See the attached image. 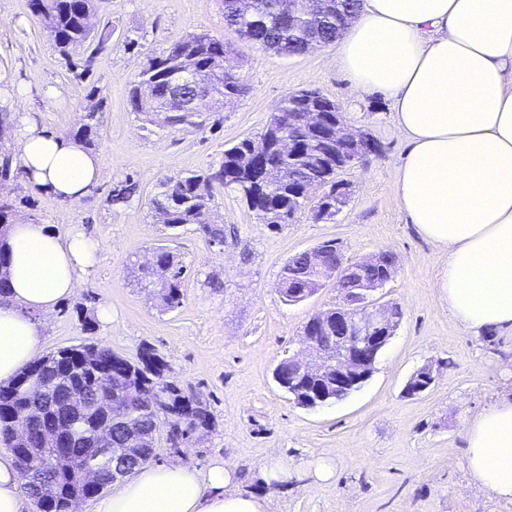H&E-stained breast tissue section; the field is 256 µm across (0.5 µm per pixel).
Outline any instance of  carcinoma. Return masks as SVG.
Listing matches in <instances>:
<instances>
[{
  "label": "carcinoma",
  "instance_id": "obj_1",
  "mask_svg": "<svg viewBox=\"0 0 512 512\" xmlns=\"http://www.w3.org/2000/svg\"><path fill=\"white\" fill-rule=\"evenodd\" d=\"M32 8L39 14L55 44L64 55L84 54L81 75L90 73L95 56L104 48L110 34L103 31L94 35L88 25L90 15L98 12L102 0H31ZM361 8V0H328L316 14L300 13L293 19L284 16L281 0H236L233 10L224 13V24L247 41L271 49L281 55H301L313 45H326L336 41L345 30L348 21L355 19ZM228 53L226 44L207 33L190 32L173 43L159 55L148 58L144 69L138 73L130 90L129 105L134 112L147 116V121L160 127H174L189 122L188 115L175 111L174 104L166 95V77L176 69H191L208 86L212 107L224 106V100L240 95L242 82L237 70L224 63ZM295 93L286 94L275 108V115L266 126L261 138L275 131H283L298 139L290 153L274 152L265 157L266 185L264 197H256L250 185L228 177V171L241 168L250 162L249 154L257 141L245 138L224 150L218 166L203 173H193L161 183L162 191L152 200L154 210L163 212L164 223L185 225L197 223L198 211L210 208V185L219 181L237 190L249 208L268 226L278 229L291 223L296 215L305 211L321 218L318 205H309L300 198L307 181H319L327 187L336 186V168L340 161L336 155L324 149L323 140L331 131L319 136H309L288 127L279 115L295 111ZM98 120L96 113L82 116L72 138L90 149L96 145ZM18 214L16 200L0 198V224L15 223ZM344 256L334 251L326 253L324 266H309L299 254L289 258L282 271L281 294L286 302L296 301V294L304 288L319 289L325 280L324 269L332 268ZM395 269L392 253L384 252L379 264L372 266L367 278L376 279L390 275ZM182 269L175 265L170 252H158L154 267L143 271V278L154 284L162 282V299L165 305L179 304ZM52 369L41 373V387L34 392L23 389L18 381L0 385V443L9 448L19 469L22 488L37 508L47 512H70L71 501L81 493L94 497L100 490H91L80 483L84 450L95 438L102 421L99 413L73 416L65 411L68 392L77 387L85 391L88 405L97 408L105 399L121 402L126 413L111 418L107 429L111 437V450L101 452L97 466L102 482H112V468L118 465L115 448H135L130 441L133 431L148 437L146 452L156 453L155 439L159 424L168 426L169 437H182L186 432L209 426L210 414L198 400L180 394L174 386L160 380V366L146 360L135 365L115 354L111 349L94 342L59 348ZM104 371L112 378V389L101 390L95 383V373ZM31 408L38 415L30 422L28 442L15 441L13 419ZM57 430L71 437L69 456L55 465L33 469L39 459L42 434ZM50 484L54 494L45 500L39 494L40 487Z\"/></svg>",
  "mask_w": 512,
  "mask_h": 512
}]
</instances>
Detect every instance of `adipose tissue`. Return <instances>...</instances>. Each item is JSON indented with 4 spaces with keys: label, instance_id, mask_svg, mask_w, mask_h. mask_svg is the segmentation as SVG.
I'll use <instances>...</instances> for the list:
<instances>
[{
    "label": "adipose tissue",
    "instance_id": "1",
    "mask_svg": "<svg viewBox=\"0 0 512 512\" xmlns=\"http://www.w3.org/2000/svg\"><path fill=\"white\" fill-rule=\"evenodd\" d=\"M330 60L352 94H377L409 149L394 191L408 223L441 252L438 286L472 335L512 331V0H364ZM25 179L60 200L85 197L99 159L72 138L14 132ZM10 285L0 298V384L39 351L43 323L94 266L97 242L20 220L0 240ZM466 462L477 486L512 503V392L471 417ZM233 469L144 465L98 512H266Z\"/></svg>",
    "mask_w": 512,
    "mask_h": 512
}]
</instances>
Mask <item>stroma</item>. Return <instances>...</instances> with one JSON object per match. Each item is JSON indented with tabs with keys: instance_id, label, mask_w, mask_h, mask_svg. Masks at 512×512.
I'll use <instances>...</instances> for the list:
<instances>
[{
	"instance_id": "1",
	"label": "stroma",
	"mask_w": 512,
	"mask_h": 512,
	"mask_svg": "<svg viewBox=\"0 0 512 512\" xmlns=\"http://www.w3.org/2000/svg\"><path fill=\"white\" fill-rule=\"evenodd\" d=\"M99 21L113 32L80 81L30 0H0V99L13 117L67 135L89 108L99 109L101 177L89 194L63 201L22 177L1 189L32 198L20 218L60 234L78 227L99 244L98 262L76 294L45 316L40 354L92 341L136 364L157 359L165 380L207 405L211 425L177 449L159 430L156 464L205 469L224 462L237 472L241 491L266 500L267 512H512V503L473 484L465 460L467 420L512 390V333L476 337L449 316L437 287L443 258L395 200L407 143L389 103L352 98L327 47L289 58L241 40L225 26L221 0H104ZM192 31L231 45L244 91L220 111L201 112L198 124L162 129L131 110V82L148 56ZM305 88L320 89L378 146L340 173L351 186L341 213L331 220L306 213L275 230L237 191L217 183L211 206L224 223L223 243L211 242L199 225L160 222L151 201L164 179L218 164L225 149L264 131L286 94ZM128 178L137 193L113 201ZM326 241L348 261L392 252L396 271L382 300L402 315L361 388L308 409L277 385L273 370L299 351L304 325L333 308L338 293L330 281L289 305L279 281L291 256ZM159 248L183 269L173 308L160 289L141 284V269ZM104 308L111 321L101 320ZM422 368L433 384L408 394ZM277 455L288 463V479L265 483L259 473ZM322 460L333 469L325 482L313 474Z\"/></svg>"
}]
</instances>
